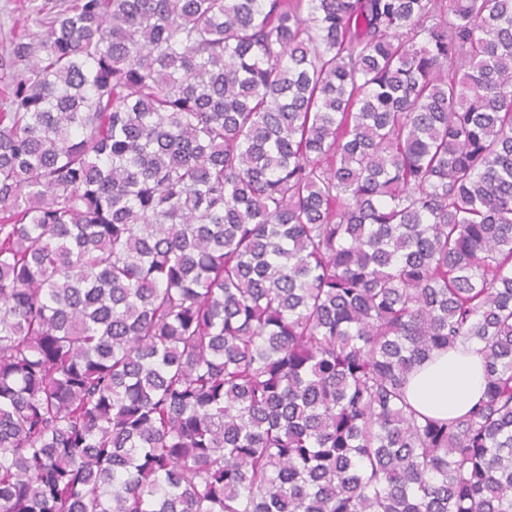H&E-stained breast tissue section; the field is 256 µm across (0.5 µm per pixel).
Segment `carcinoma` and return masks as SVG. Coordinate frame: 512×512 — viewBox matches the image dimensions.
Here are the masks:
<instances>
[{"label": "carcinoma", "mask_w": 512, "mask_h": 512, "mask_svg": "<svg viewBox=\"0 0 512 512\" xmlns=\"http://www.w3.org/2000/svg\"><path fill=\"white\" fill-rule=\"evenodd\" d=\"M29 9L0 512H512V0ZM466 342L481 401L418 413ZM485 359L481 347L466 343L436 352L409 377L406 396L412 407L432 417L465 415L483 394Z\"/></svg>", "instance_id": "1"}]
</instances>
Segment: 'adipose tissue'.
I'll return each mask as SVG.
<instances>
[{"mask_svg":"<svg viewBox=\"0 0 512 512\" xmlns=\"http://www.w3.org/2000/svg\"><path fill=\"white\" fill-rule=\"evenodd\" d=\"M485 359L479 345L466 343L435 353L409 377L406 396L412 407L432 417L465 415L483 394Z\"/></svg>","mask_w":512,"mask_h":512,"instance_id":"obj_1","label":"adipose tissue"}]
</instances>
